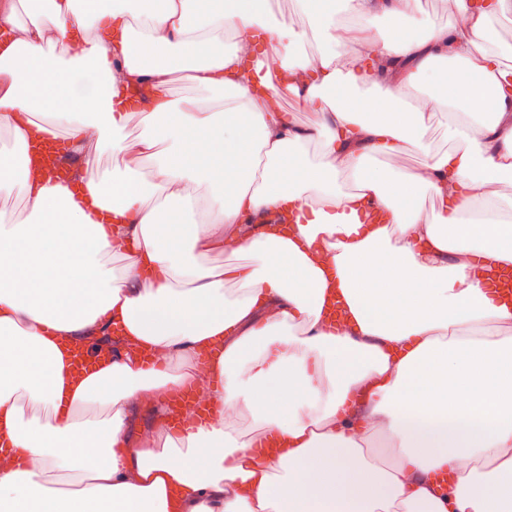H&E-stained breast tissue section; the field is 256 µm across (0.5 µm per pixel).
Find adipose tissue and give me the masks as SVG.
Masks as SVG:
<instances>
[{
	"label": "adipose tissue",
	"instance_id": "ef3b65f1",
	"mask_svg": "<svg viewBox=\"0 0 512 512\" xmlns=\"http://www.w3.org/2000/svg\"><path fill=\"white\" fill-rule=\"evenodd\" d=\"M187 2L0 5V197L27 213L0 209V512H512V309L481 275L512 267V44L489 28L512 0H452L445 25L299 0L310 54L268 0ZM179 73L201 96L173 98ZM59 136L74 186L31 181ZM187 385L218 414L176 436L156 403Z\"/></svg>",
	"mask_w": 512,
	"mask_h": 512
}]
</instances>
